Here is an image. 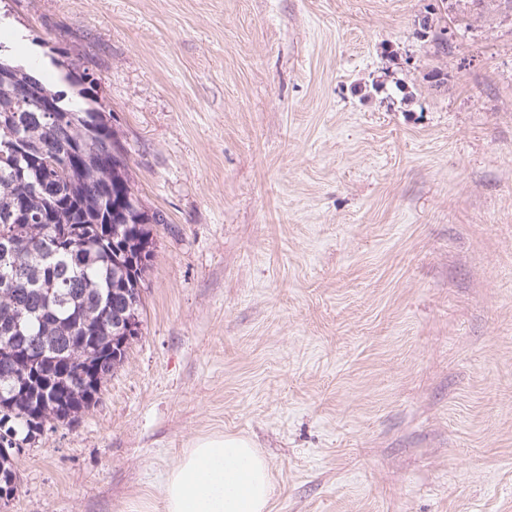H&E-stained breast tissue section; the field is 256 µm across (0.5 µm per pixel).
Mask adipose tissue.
I'll return each instance as SVG.
<instances>
[{"instance_id":"adipose-tissue-1","label":"adipose tissue","mask_w":512,"mask_h":512,"mask_svg":"<svg viewBox=\"0 0 512 512\" xmlns=\"http://www.w3.org/2000/svg\"><path fill=\"white\" fill-rule=\"evenodd\" d=\"M273 494L266 458L244 436L195 442L170 470L158 512H267Z\"/></svg>"}]
</instances>
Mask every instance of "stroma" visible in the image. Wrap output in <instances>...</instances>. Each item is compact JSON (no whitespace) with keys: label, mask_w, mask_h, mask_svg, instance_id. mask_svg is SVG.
<instances>
[{"label":"stroma","mask_w":512,"mask_h":512,"mask_svg":"<svg viewBox=\"0 0 512 512\" xmlns=\"http://www.w3.org/2000/svg\"><path fill=\"white\" fill-rule=\"evenodd\" d=\"M160 211L141 333L0 512H153L249 438L270 512H512V0H0Z\"/></svg>","instance_id":"1"}]
</instances>
